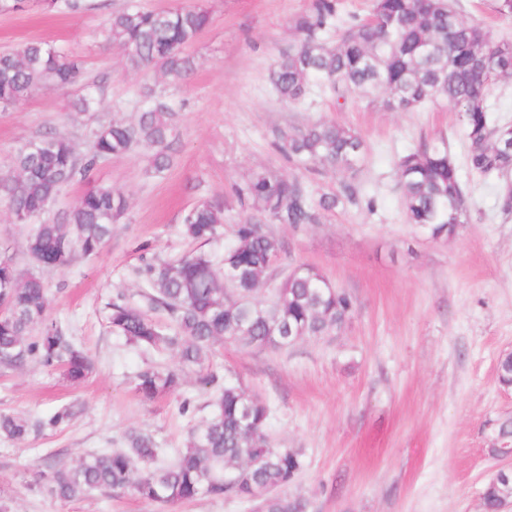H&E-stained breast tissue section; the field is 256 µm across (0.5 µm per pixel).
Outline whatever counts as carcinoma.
Here are the masks:
<instances>
[{"label":"carcinoma","instance_id":"1","mask_svg":"<svg viewBox=\"0 0 512 512\" xmlns=\"http://www.w3.org/2000/svg\"><path fill=\"white\" fill-rule=\"evenodd\" d=\"M341 0H308L290 24L294 44L277 56L271 82L280 101L304 102L314 83L346 105L348 96L383 95L387 108L408 112L445 101L459 113L469 149L471 172L504 179L512 173V151L499 143L511 126L493 116L492 86L512 78V42L497 40L479 21L458 16L453 0H371L368 16L341 20ZM211 23L200 7L146 11L135 4L112 12L106 40L123 51L125 66L178 81L195 62L186 49ZM81 62L43 42H28L0 53V108L21 103L45 85L76 84ZM146 102L130 123L109 121L89 132L85 151L70 138L46 135L28 141L14 158L16 174L0 175V201L14 224H29L24 242L29 268L0 255V367L59 369L72 383L84 381L94 364L81 344L63 335L48 318V289L42 272L69 267L96 254L112 236V225L128 208L126 194L111 187L84 193L74 205L46 220L62 189L91 180L103 160L128 155L138 146L150 150V170L167 171L177 149L176 112L168 100L145 87ZM81 112L112 111L101 95L77 100ZM274 147L290 162L336 174L356 171L366 155L353 129L325 121L282 129ZM397 187L409 224L434 239L454 234L466 219L465 191L445 141L422 144L396 163ZM241 204L256 210L226 230L221 204L200 200L184 215L183 235L200 250L173 262H147L139 269L145 305L119 294L108 315L112 331L125 344L144 350L175 352L183 369L198 374L213 389L214 410L195 427L183 448L165 462V451L150 434L131 431L127 448L101 451L74 465H49L48 491L73 501L93 492L130 491L168 507L202 497L248 498L259 490L292 482L301 468L299 454L275 448L265 431L268 408L239 384L221 379L207 360L215 345L230 341L243 348L281 350L277 330H302L305 338L329 336L352 312L350 297L330 292L328 279L313 266L299 264L282 273L271 299L252 301L264 275L280 259L282 242L264 224L294 228L318 224L357 200L351 187L315 192L297 178L265 172L234 187ZM220 257L203 250L224 235ZM160 313L163 323L154 317ZM176 372L148 366L135 388L147 401L174 392ZM75 406L30 419L0 414V436L25 441L33 433L66 425ZM300 495L271 497L267 512H307Z\"/></svg>","mask_w":512,"mask_h":512}]
</instances>
